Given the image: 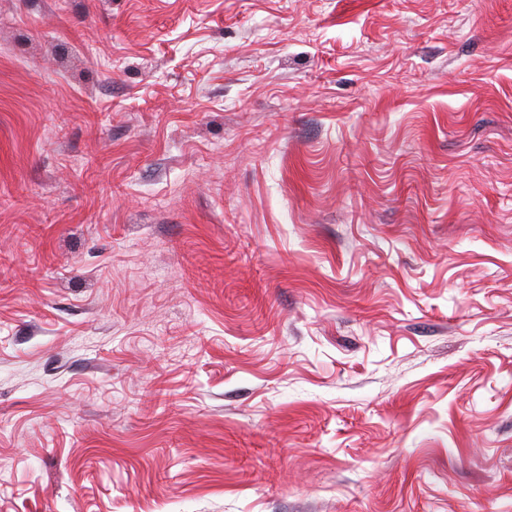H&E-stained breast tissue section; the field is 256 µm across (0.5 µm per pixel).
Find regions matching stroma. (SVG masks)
Listing matches in <instances>:
<instances>
[{"instance_id":"1","label":"stroma","mask_w":512,"mask_h":512,"mask_svg":"<svg viewBox=\"0 0 512 512\" xmlns=\"http://www.w3.org/2000/svg\"><path fill=\"white\" fill-rule=\"evenodd\" d=\"M0 512H512V0H0Z\"/></svg>"}]
</instances>
